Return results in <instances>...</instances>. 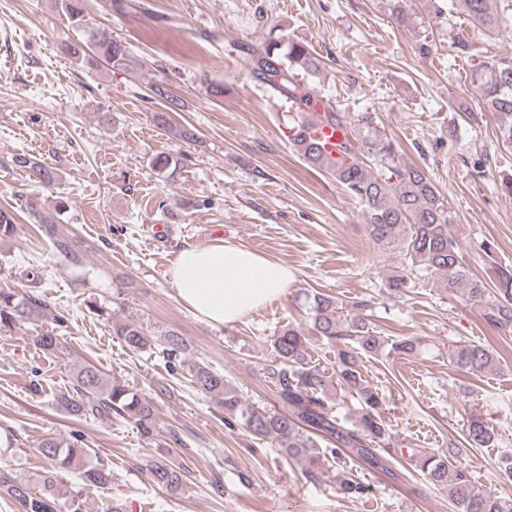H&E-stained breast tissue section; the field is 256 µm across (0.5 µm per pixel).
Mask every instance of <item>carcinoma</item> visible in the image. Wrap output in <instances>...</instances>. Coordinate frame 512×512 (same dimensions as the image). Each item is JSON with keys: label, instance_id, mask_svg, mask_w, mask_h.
I'll return each mask as SVG.
<instances>
[{"label": "carcinoma", "instance_id": "1", "mask_svg": "<svg viewBox=\"0 0 512 512\" xmlns=\"http://www.w3.org/2000/svg\"><path fill=\"white\" fill-rule=\"evenodd\" d=\"M471 22L490 32L499 26L495 0H461ZM61 8L84 30L94 55L114 66L129 60L127 47L119 40L101 38L84 19L80 0H61ZM251 78L260 83L269 97L282 103L293 100L298 114L290 117L295 134L288 136L292 148L311 167L324 169L356 200L368 226V233L378 244L395 243L407 259L410 271L424 276H437L451 292H459L468 302L484 306L487 325L496 330L512 329V268L500 266L494 271V286L473 276L459 248L458 233L452 212L422 168L400 158L396 143L374 126L372 114L365 112L359 122L352 121L338 101L325 95L312 83L320 74L321 62L295 40L282 44L278 39L252 45L246 51ZM472 84L479 91L483 107L493 114L502 144L512 148V55H492L480 62L472 73ZM310 125L331 126L342 131L336 145V156L325 153L319 143L305 135ZM15 163L31 175L46 181L48 173L30 158L19 155ZM41 295L0 288V326L24 322L49 309ZM312 335L339 346L336 365L327 373L308 360L304 331L288 324L270 340L273 360L267 365L265 378L274 388L281 404L279 411L246 405L224 374L205 363L195 362L190 372L203 392L224 407V413L238 419L247 434L255 439H270L290 460L304 462L305 477L317 478L316 470L345 452L382 471L388 469V458L376 447L386 440L385 419L381 416L379 393L364 379L362 358L377 354L384 339L369 324L363 313L342 314L336 300L323 294L313 295ZM113 334L136 352L156 347L158 338L134 319L112 322ZM34 343L55 355L63 352L59 336L41 333ZM163 352L181 358L186 341L176 333L165 338ZM449 364L471 375H481L498 363L497 354L475 341H458L448 349ZM336 385L360 395L365 412L348 427L327 411L324 396ZM56 403L69 416L110 421L112 415L131 421L147 438L159 429V418L153 399L141 395L120 381H107L93 364L86 363L74 375L72 389L56 396ZM327 437L330 445L319 447L318 439ZM494 431L478 416L468 421L467 443L472 448L493 445ZM39 452L52 467L68 468L76 460L90 456L85 444L67 446L55 438H45ZM418 464L429 482L448 491L454 512H512V499L504 500L487 494L475 486L468 469L462 464L433 451L418 454ZM151 484L168 491L178 490L183 482L182 470L170 466L162 458L145 462ZM80 479L87 489H105L112 484L111 471L98 465L84 466ZM341 494L356 498L364 486L351 474H336ZM0 494L19 506V512H64L62 495L55 488L54 477L44 478V488L32 489L0 472Z\"/></svg>", "mask_w": 512, "mask_h": 512}]
</instances>
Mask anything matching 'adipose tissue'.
Listing matches in <instances>:
<instances>
[{"label":"adipose tissue","mask_w":512,"mask_h":512,"mask_svg":"<svg viewBox=\"0 0 512 512\" xmlns=\"http://www.w3.org/2000/svg\"><path fill=\"white\" fill-rule=\"evenodd\" d=\"M169 275L182 303L220 326L280 297L292 279L287 266L226 240L183 249Z\"/></svg>","instance_id":"ef3b65f1"}]
</instances>
